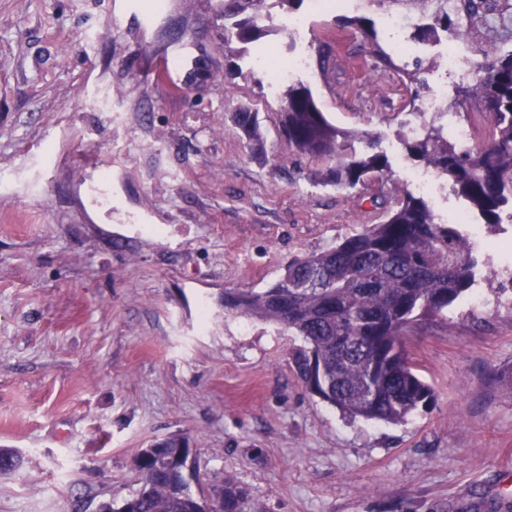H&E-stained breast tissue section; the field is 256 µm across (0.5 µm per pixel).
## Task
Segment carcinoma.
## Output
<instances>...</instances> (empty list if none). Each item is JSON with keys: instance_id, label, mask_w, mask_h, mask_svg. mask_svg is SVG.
<instances>
[{"instance_id": "1", "label": "carcinoma", "mask_w": 512, "mask_h": 512, "mask_svg": "<svg viewBox=\"0 0 512 512\" xmlns=\"http://www.w3.org/2000/svg\"><path fill=\"white\" fill-rule=\"evenodd\" d=\"M303 0H224V42L252 44L278 28L271 25L275 5L288 14ZM380 8H429L431 22L420 35L453 24L461 29L489 22L498 0H456L450 20L448 0H370ZM376 57L399 76L407 104L426 86L418 61L395 64L381 48ZM476 67V80L464 90L489 120L482 142L469 151L448 141L434 123L422 135L404 141L408 154L451 181L490 227L512 210V52ZM279 121L289 146L327 164L322 184L355 189L388 176V157L373 142L355 147L356 136L333 125L309 88L298 83L284 92ZM253 152L263 151L259 114L249 109L231 114ZM473 249L452 224L437 217L427 201L410 191L395 199L385 219L366 224L336 246L292 260L265 288L224 292V309L259 318L302 338L292 352L299 379L321 400L352 419L401 423L430 407L434 392L414 372L407 333L417 322L440 315L462 298L480 273ZM189 447L182 436H169L161 447L150 444L134 458L137 488L108 512H203L202 496L192 489L185 469ZM23 457L0 448V475L16 472ZM223 512H266L251 490L230 475L212 486Z\"/></svg>"}]
</instances>
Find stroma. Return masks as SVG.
Instances as JSON below:
<instances>
[{
    "label": "stroma",
    "mask_w": 512,
    "mask_h": 512,
    "mask_svg": "<svg viewBox=\"0 0 512 512\" xmlns=\"http://www.w3.org/2000/svg\"><path fill=\"white\" fill-rule=\"evenodd\" d=\"M113 2L0 0V447L24 457L0 475V512H97L173 434L202 482L233 475L266 512H512V223L476 247L498 276L410 332L435 403L401 424L349 421L297 377L296 337L224 310L225 292L272 283L412 189L402 136L434 116L372 55L393 49L388 12L304 0L298 32L256 46L225 43L218 0ZM360 15L375 43L343 25ZM405 38L447 85L449 121L485 129L439 53L479 62L512 36ZM172 52L176 92L150 76ZM263 56L304 60L298 81L334 125L379 137L391 176L321 186ZM243 107L262 154L230 119Z\"/></svg>",
    "instance_id": "stroma-1"
}]
</instances>
